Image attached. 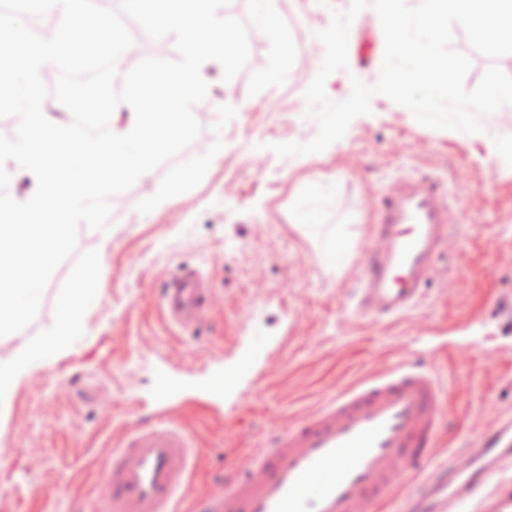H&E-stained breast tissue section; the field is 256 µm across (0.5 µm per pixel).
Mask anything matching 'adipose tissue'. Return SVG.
Wrapping results in <instances>:
<instances>
[{"label":"adipose tissue","instance_id":"1","mask_svg":"<svg viewBox=\"0 0 512 512\" xmlns=\"http://www.w3.org/2000/svg\"><path fill=\"white\" fill-rule=\"evenodd\" d=\"M325 197L324 189L316 184L306 186L295 202L298 223L304 224L308 233L318 242L326 263L334 269H342L347 261L349 246L342 242L340 232L324 229L320 222V206Z\"/></svg>","mask_w":512,"mask_h":512}]
</instances>
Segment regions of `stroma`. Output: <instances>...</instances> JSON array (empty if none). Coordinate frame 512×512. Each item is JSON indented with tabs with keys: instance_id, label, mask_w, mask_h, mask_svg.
<instances>
[{
	"instance_id": "stroma-1",
	"label": "stroma",
	"mask_w": 512,
	"mask_h": 512,
	"mask_svg": "<svg viewBox=\"0 0 512 512\" xmlns=\"http://www.w3.org/2000/svg\"><path fill=\"white\" fill-rule=\"evenodd\" d=\"M349 2L272 0L291 48L290 77L273 87L261 77L280 45L258 22L256 0L221 8L246 24L249 59L228 83L218 62L203 64L208 94L193 111L201 131L180 157L218 139L224 148L197 187L151 213L136 205L159 188L162 166L113 197L107 232L80 226L77 252L99 253L98 302L82 337L30 370L0 406V512H100L114 437L149 420L164 396L195 440L186 510L223 489L228 459L256 455L336 388L401 359L431 365L447 384L437 461L512 418V164L490 146L512 141V112L482 116L483 134H461L422 126L376 95L371 114L355 118L323 152L281 158L271 150L316 136L303 97L319 69L314 34ZM374 17L368 7L353 21L348 67L325 82L329 99H347L352 78L378 81L385 43ZM228 91L245 108L217 134L212 126ZM399 177L447 183V250L415 308L353 323L344 312L378 198ZM313 182L329 189L321 223L341 225L351 248L339 272L291 220L295 197ZM71 268L66 261L54 271L21 343L51 327ZM183 269L201 270L214 290L194 332L169 324L159 305ZM219 372L224 397L214 400Z\"/></svg>"
}]
</instances>
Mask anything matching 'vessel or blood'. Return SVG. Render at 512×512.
<instances>
[{
  "mask_svg": "<svg viewBox=\"0 0 512 512\" xmlns=\"http://www.w3.org/2000/svg\"><path fill=\"white\" fill-rule=\"evenodd\" d=\"M380 221L347 317L399 316L416 307L444 254L447 189L436 179L401 178L384 192ZM203 274L184 270L161 293L170 323L198 325L212 304ZM442 383L402 361L341 387L302 423L277 434L244 466L232 465L222 493L203 512H512V420L478 447L435 464ZM170 406L135 425L112 448L103 493L107 512H178L188 485L191 439L173 426ZM413 493L401 497L407 478Z\"/></svg>",
  "mask_w": 512,
  "mask_h": 512,
  "instance_id": "obj_1",
  "label": "vessel or blood"
}]
</instances>
